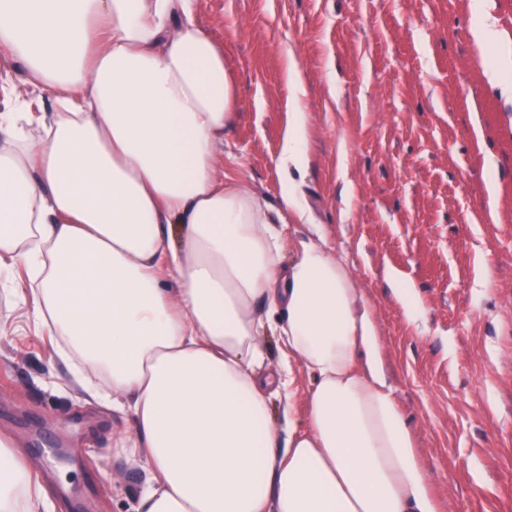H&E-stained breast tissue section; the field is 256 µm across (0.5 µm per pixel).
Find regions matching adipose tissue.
<instances>
[{
    "mask_svg": "<svg viewBox=\"0 0 512 512\" xmlns=\"http://www.w3.org/2000/svg\"><path fill=\"white\" fill-rule=\"evenodd\" d=\"M193 0H0V277L130 416L136 512H437L372 313L321 225L218 177L234 88ZM280 353L266 371V339ZM311 386L295 418V381ZM0 437V512H54Z\"/></svg>",
    "mask_w": 512,
    "mask_h": 512,
    "instance_id": "adipose-tissue-1",
    "label": "adipose tissue"
}]
</instances>
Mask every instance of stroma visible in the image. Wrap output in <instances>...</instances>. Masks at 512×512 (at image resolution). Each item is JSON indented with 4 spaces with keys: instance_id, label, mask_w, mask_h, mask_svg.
Here are the masks:
<instances>
[{
    "instance_id": "1",
    "label": "stroma",
    "mask_w": 512,
    "mask_h": 512,
    "mask_svg": "<svg viewBox=\"0 0 512 512\" xmlns=\"http://www.w3.org/2000/svg\"><path fill=\"white\" fill-rule=\"evenodd\" d=\"M483 8L499 46L475 42ZM194 16L235 86L219 174L275 206L294 182L308 221L290 235L321 225L345 256L439 512H512V99L489 78L512 0H194ZM292 106L308 124L298 170L280 161ZM30 305L24 274L0 285V435L58 512H135L124 421L70 390Z\"/></svg>"
}]
</instances>
